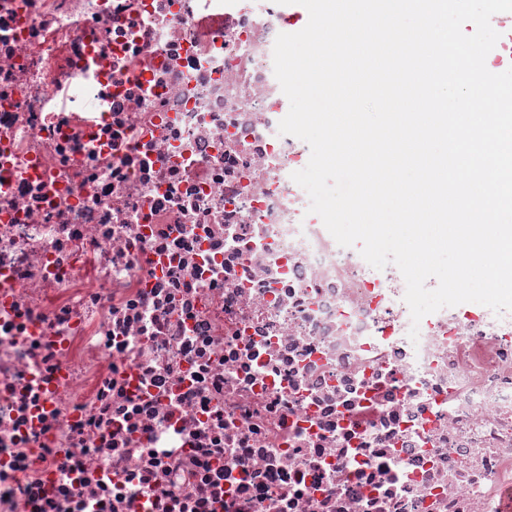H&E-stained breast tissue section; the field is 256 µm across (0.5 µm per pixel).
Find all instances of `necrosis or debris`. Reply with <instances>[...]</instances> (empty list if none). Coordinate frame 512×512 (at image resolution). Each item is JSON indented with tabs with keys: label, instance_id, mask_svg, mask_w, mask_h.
I'll list each match as a JSON object with an SVG mask.
<instances>
[{
	"label": "necrosis or debris",
	"instance_id": "1",
	"mask_svg": "<svg viewBox=\"0 0 512 512\" xmlns=\"http://www.w3.org/2000/svg\"><path fill=\"white\" fill-rule=\"evenodd\" d=\"M275 0H0V512H512V311L425 316L278 132Z\"/></svg>",
	"mask_w": 512,
	"mask_h": 512
}]
</instances>
